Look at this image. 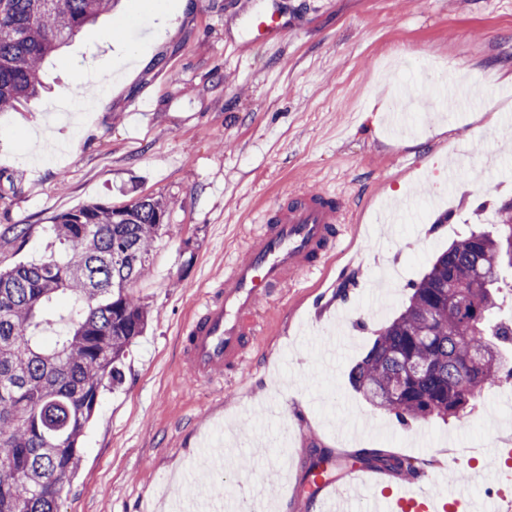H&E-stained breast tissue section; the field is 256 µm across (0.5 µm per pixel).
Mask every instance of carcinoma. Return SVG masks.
I'll list each match as a JSON object with an SVG mask.
<instances>
[{
	"label": "carcinoma",
	"mask_w": 512,
	"mask_h": 512,
	"mask_svg": "<svg viewBox=\"0 0 512 512\" xmlns=\"http://www.w3.org/2000/svg\"><path fill=\"white\" fill-rule=\"evenodd\" d=\"M115 2L0 0V110L38 98L43 62ZM166 213L149 197L83 205L52 219L64 252L0 270V512H59L102 391L124 382L126 357L152 317L128 286L145 269ZM495 214L494 232L471 231L435 258L404 310L349 370L351 387L401 425L461 422L489 384L512 379V358L503 354L512 347V318L499 316L512 280V199ZM63 295L73 300L66 330L47 341L48 312ZM479 350L486 356L475 362ZM334 457L312 444L304 479L315 482ZM353 458L392 474L417 471L382 448Z\"/></svg>",
	"instance_id": "carcinoma-1"
}]
</instances>
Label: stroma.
I'll return each instance as SVG.
<instances>
[{"label":"stroma","mask_w":512,"mask_h":512,"mask_svg":"<svg viewBox=\"0 0 512 512\" xmlns=\"http://www.w3.org/2000/svg\"><path fill=\"white\" fill-rule=\"evenodd\" d=\"M265 0H120L46 61L40 99L0 112V229L28 224L24 246L0 237V268L37 262L51 220L90 202L167 205V229L131 293L150 306L125 382L105 392L81 441L82 462L60 512H155L168 481L192 477L222 423L249 427L237 474L210 473L238 492L279 457L288 478L270 500L288 512L311 443L346 456L383 448L421 462L439 492L433 450L454 439L490 448L511 431L504 393L489 385L464 422L402 426L349 384L378 329L405 307L435 256L472 230H493L512 198V0H288L279 39L244 46ZM139 13V24L115 17ZM110 72L90 109L69 96ZM469 92L468 109L448 97ZM462 158L480 179L444 186ZM309 188L344 203L345 231L320 271L260 302L261 342L246 376L214 387L190 380L182 324L244 253L269 211ZM452 219H445V212ZM356 274L346 297L337 288ZM282 378L283 417L254 416L248 398Z\"/></svg>","instance_id":"stroma-1"}]
</instances>
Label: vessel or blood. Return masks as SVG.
<instances>
[{"label":"vessel or blood","mask_w":512,"mask_h":512,"mask_svg":"<svg viewBox=\"0 0 512 512\" xmlns=\"http://www.w3.org/2000/svg\"><path fill=\"white\" fill-rule=\"evenodd\" d=\"M341 213V202L321 191L296 195L265 216L243 257L180 331L192 381L210 384L225 371L246 372L247 354L258 334V302L289 275L319 269L328 247L343 234ZM316 483L313 512H352L365 493L371 512H460L471 504L469 486L430 493L421 472L391 483L380 470L352 464L334 476L318 477Z\"/></svg>","instance_id":"obj_1"}]
</instances>
